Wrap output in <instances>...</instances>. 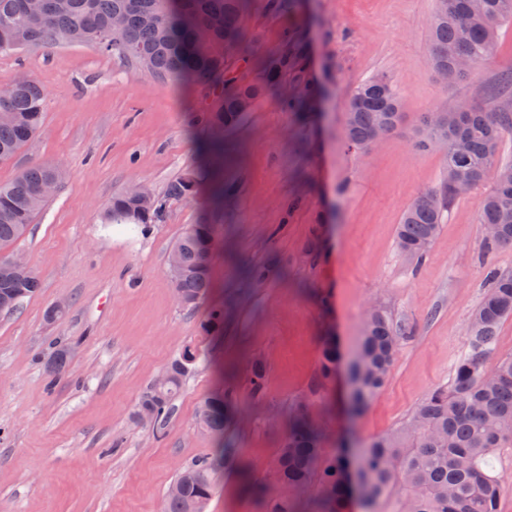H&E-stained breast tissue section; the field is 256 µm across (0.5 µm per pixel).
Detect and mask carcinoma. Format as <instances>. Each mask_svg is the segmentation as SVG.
I'll return each mask as SVG.
<instances>
[{
  "mask_svg": "<svg viewBox=\"0 0 512 512\" xmlns=\"http://www.w3.org/2000/svg\"><path fill=\"white\" fill-rule=\"evenodd\" d=\"M254 0H43L34 13L26 0H0V52L57 44H92L101 51L132 61L152 76L188 82L200 88L210 129H231L243 119L240 100L257 101L273 89L288 65L300 59L269 53L257 57L262 81L238 85L227 77L233 47L244 38L242 21ZM448 9L430 24L429 61L436 71L455 75L453 83L467 78L456 73L459 61L474 64L493 51L500 22L512 20V0H447ZM46 93L30 77L23 84L0 87V163L11 161L34 136L43 120ZM403 118L401 97L385 76L374 77L351 94L346 109L345 137L356 148L371 145L377 126L397 129ZM446 136L462 134L466 152H443L445 176L437 189L418 195L399 224L397 241L408 256L423 258L440 230L448 202L456 196L457 173L467 174L472 186L495 175L494 187L479 204L480 224H495L499 237L487 238L489 250L512 246V161L496 158L503 131L512 128V111L494 104L476 107L457 117L455 109L443 111ZM64 170L53 163L30 166L11 182L0 184V246L24 237L28 227L50 197L42 188L61 185ZM197 178L187 171L171 181L167 198L191 197ZM163 201L149 192L142 202L126 194L112 198L105 208V224H151L158 219ZM218 227L191 224L173 246L180 273L172 277L176 293L187 306L199 302L211 284L207 254ZM35 273L22 278L0 275V303L16 312L23 300L37 293ZM512 317V273L492 272L486 291L468 319L469 351L457 362L450 386L434 389L416 408L408 426L381 435L362 449L359 464L370 486L369 509L376 512L380 498L395 494L399 512H498L499 485L493 460L501 448L512 447V356L499 357L488 367L485 357L496 351L501 323ZM406 324L384 309L370 310L355 348L350 374L355 403L363 408L382 390L393 365ZM340 355L336 343H322L318 376L335 374ZM195 361L187 350L168 369L163 387L154 384L142 394L138 412L152 413L161 427L171 418L174 400ZM232 394L220 391L205 398L198 411L199 426L216 435L232 408ZM343 460L328 461L321 448V433L308 413L299 410L288 423L287 437L271 467L270 483L301 490L321 474L325 496L317 512H348L347 491L341 481ZM220 461L203 457L185 468L175 480L180 494L167 493L165 512H190V503L207 502L216 487Z\"/></svg>",
  "mask_w": 512,
  "mask_h": 512,
  "instance_id": "obj_1",
  "label": "carcinoma"
}]
</instances>
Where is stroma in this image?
<instances>
[{
	"label": "stroma",
	"mask_w": 512,
	"mask_h": 512,
	"mask_svg": "<svg viewBox=\"0 0 512 512\" xmlns=\"http://www.w3.org/2000/svg\"><path fill=\"white\" fill-rule=\"evenodd\" d=\"M437 0H290L285 10L255 0L232 76L257 79L254 53L300 54L304 70L283 83L313 84L310 112L278 91L261 97L224 131V204L205 149L199 89L154 78L91 45L0 53V86L20 75L46 92L43 123L8 163L0 183L52 162L68 173L47 206L5 253L24 255L39 292L0 314V512H163L177 473L223 449L216 490L204 512H267L256 494L285 436V419L307 408L323 454L353 456L374 437L406 425L435 387L448 384L468 351L465 328L489 269L512 271V247L484 250L478 205L486 180L451 200L423 260L402 253L405 210L445 175L442 153L418 151L422 115L458 101L482 107L512 70V22L492 54L459 83H441L428 61ZM384 75L396 84L404 119L372 147L344 136L352 91ZM198 192L167 200L161 222L106 224L104 208L131 185L156 193L185 171ZM218 225L212 286L196 307L179 303L168 255L189 225ZM66 309L56 320L46 313ZM224 324L209 328L212 308ZM386 309L413 325L387 381L362 411L349 406L348 362L367 312ZM341 361L317 386L324 337ZM73 348L57 372L60 346ZM199 359L163 430L135 406L185 348ZM267 362L253 394L249 366ZM235 394L223 438L197 423L218 386Z\"/></svg>",
	"instance_id": "obj_1"
}]
</instances>
